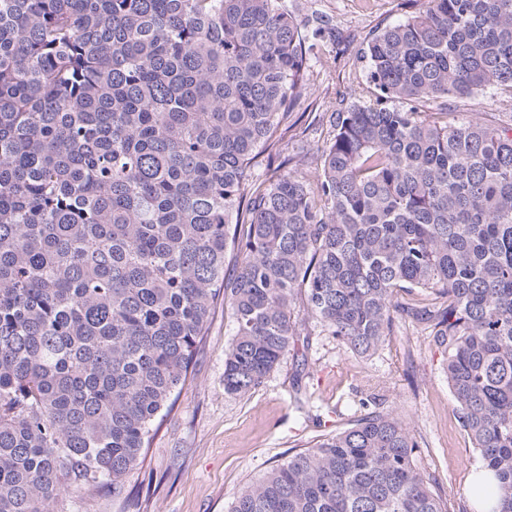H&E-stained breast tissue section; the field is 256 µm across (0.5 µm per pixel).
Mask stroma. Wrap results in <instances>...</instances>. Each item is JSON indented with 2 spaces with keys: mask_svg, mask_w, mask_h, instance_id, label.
Masks as SVG:
<instances>
[{
  "mask_svg": "<svg viewBox=\"0 0 512 512\" xmlns=\"http://www.w3.org/2000/svg\"><path fill=\"white\" fill-rule=\"evenodd\" d=\"M303 32L322 28L309 61L313 88L304 112H331L372 101L359 58L376 30L422 11L425 0H283ZM451 111L497 122L512 113L498 90L452 103ZM231 309L217 305L193 371L172 411L156 423L147 457L128 476L127 495L111 489L63 503V512H227L250 481L323 431L359 416L365 386L383 408L405 412L419 441L416 468L450 512H466L464 493L479 458L461 431L444 373L447 355L409 323L375 355L357 356L334 337H311L301 356L285 355L256 390L224 393V348Z\"/></svg>",
  "mask_w": 512,
  "mask_h": 512,
  "instance_id": "35a3bbf8",
  "label": "stroma"
}]
</instances>
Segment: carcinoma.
<instances>
[{"mask_svg":"<svg viewBox=\"0 0 512 512\" xmlns=\"http://www.w3.org/2000/svg\"><path fill=\"white\" fill-rule=\"evenodd\" d=\"M308 53L283 0H0V512L124 493L220 300L228 396L298 336L368 357L415 322L480 457L468 496L512 512V113L419 111L512 93V0L375 31V100L283 159ZM417 448L371 411L228 512H448Z\"/></svg>","mask_w":512,"mask_h":512,"instance_id":"carcinoma-1","label":"carcinoma"}]
</instances>
